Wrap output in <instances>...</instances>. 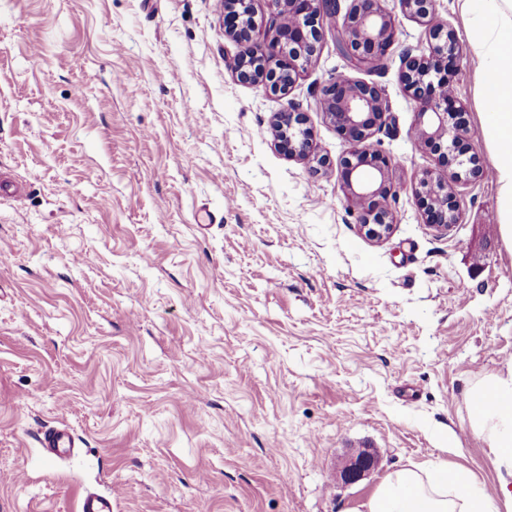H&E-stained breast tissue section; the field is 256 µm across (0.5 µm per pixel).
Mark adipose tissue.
Listing matches in <instances>:
<instances>
[{"label":"adipose tissue","mask_w":512,"mask_h":512,"mask_svg":"<svg viewBox=\"0 0 512 512\" xmlns=\"http://www.w3.org/2000/svg\"><path fill=\"white\" fill-rule=\"evenodd\" d=\"M470 20L482 63L484 135L493 149L499 186L498 231L512 248V0H478ZM469 425L483 437L500 474L492 490H471L468 473L400 469L386 475L367 512H512V366L472 384L466 392Z\"/></svg>","instance_id":"obj_1"}]
</instances>
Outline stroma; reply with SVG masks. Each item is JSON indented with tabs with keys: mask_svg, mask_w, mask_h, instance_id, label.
<instances>
[{
	"mask_svg": "<svg viewBox=\"0 0 512 512\" xmlns=\"http://www.w3.org/2000/svg\"><path fill=\"white\" fill-rule=\"evenodd\" d=\"M386 70L351 71L325 20L288 98L237 81L224 0H0V512H366L385 476L497 471L468 423L470 383L512 361V249L494 177L457 188L460 220L424 221L399 79L427 28L387 0ZM456 33L448 70L485 167L481 67L465 0H435ZM380 85L376 147L394 220L359 230L336 167L350 146L314 98L331 75ZM301 104L315 156L273 145ZM68 425L77 453L38 437ZM381 463L336 481L355 452Z\"/></svg>",
	"mask_w": 512,
	"mask_h": 512,
	"instance_id": "35a3bbf8",
	"label": "stroma"
}]
</instances>
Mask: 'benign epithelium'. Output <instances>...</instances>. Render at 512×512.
<instances>
[{
  "instance_id": "obj_1",
  "label": "benign epithelium",
  "mask_w": 512,
  "mask_h": 512,
  "mask_svg": "<svg viewBox=\"0 0 512 512\" xmlns=\"http://www.w3.org/2000/svg\"><path fill=\"white\" fill-rule=\"evenodd\" d=\"M276 36L269 42L253 39L252 0H225L224 13L238 19L225 26V33L239 51L231 71L242 83L261 82L276 96L286 97L300 72L320 50L323 19L340 13L339 0H268ZM385 0H351L342 27L337 31L336 49L358 70L382 68L394 42V19ZM414 18L426 24L434 43L429 54H416L410 48L400 56V80L417 109L412 135L416 143L433 152L445 150L443 160L422 171L419 189L427 197L425 222L441 234L457 224L460 205L454 185L479 180L486 171L475 156L459 153L448 158L456 144L468 134L467 122L456 125L451 140L445 115L460 113L454 92H435V86L448 83V64L457 56L454 32L434 21V0H401ZM317 101L331 124L353 150L337 170L345 201L360 210V230L373 240L385 238L392 223L386 201L395 193L391 159L377 150L373 137L386 125L389 112L382 88L348 74L330 78L317 92ZM301 104L287 101L274 113L273 126L278 147L290 157L308 160L312 153L310 133ZM378 467L376 454L369 448L359 451L339 473L345 483H355Z\"/></svg>"
}]
</instances>
